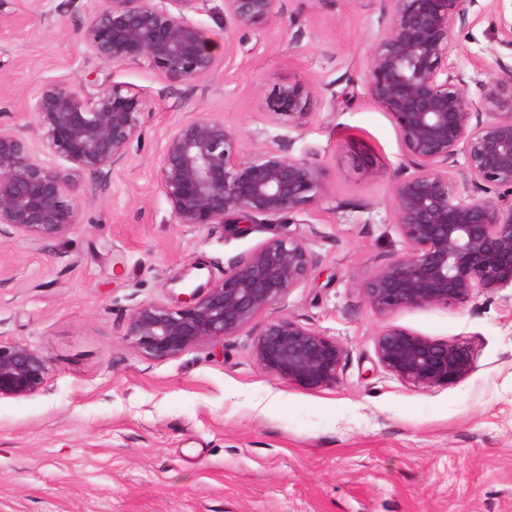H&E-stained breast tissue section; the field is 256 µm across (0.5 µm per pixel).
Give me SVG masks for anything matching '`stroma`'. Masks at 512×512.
<instances>
[{"label":"stroma","instance_id":"stroma-1","mask_svg":"<svg viewBox=\"0 0 512 512\" xmlns=\"http://www.w3.org/2000/svg\"><path fill=\"white\" fill-rule=\"evenodd\" d=\"M102 3L0 0V128L41 146L34 96L92 72L137 93L144 112L129 160L84 176L69 233L0 235V340L48 367L42 389L0 400V512H512V292L381 314L355 284L408 251L393 222L407 157L366 87L389 0H278L260 29L208 0L194 19L218 60L191 81L102 64L81 39ZM510 24L512 0H477L452 19L448 62L469 85L512 63L500 43ZM288 83L310 91L300 129L266 105ZM198 112L238 132L244 155L274 149L325 168L327 193L299 227L317 265L238 333L156 361L125 334L132 309L166 299L190 263L222 278L273 235L176 223L157 162L171 127ZM288 316L345 346L336 385L308 389L256 361L258 334ZM386 327L468 342L474 369L414 387L377 361Z\"/></svg>","mask_w":512,"mask_h":512}]
</instances>
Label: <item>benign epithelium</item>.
Here are the masks:
<instances>
[{"label":"benign epithelium","mask_w":512,"mask_h":512,"mask_svg":"<svg viewBox=\"0 0 512 512\" xmlns=\"http://www.w3.org/2000/svg\"><path fill=\"white\" fill-rule=\"evenodd\" d=\"M207 0H105L83 32L103 63L146 64L172 80L204 77L215 48L190 14ZM368 58L367 92L399 130L413 172L394 184V224L408 253L355 278L367 303L387 314L400 308L462 305L512 288V65L479 83L473 97L463 75L448 68L450 20L477 0H390ZM277 0H224L237 24L259 28ZM49 84L32 111L47 157L0 129V233L31 241L67 233L83 195L81 175H99L127 160L142 134L139 97L114 85L93 90ZM301 84L273 90L269 110L301 128L310 117ZM486 118H481V114ZM463 154L464 180L483 195L462 199L450 168ZM71 165L65 174L53 159ZM158 184L178 224L219 225L243 236L272 219L278 231L238 259L218 280L181 292L176 303L138 304L125 335L156 360L204 341L231 336L254 315L307 283L316 266L304 236L290 229L327 193L325 169L276 150L246 157L240 137L206 112L176 123L158 163ZM258 363L282 380L317 389L336 384L347 352L294 318L267 322L254 345ZM378 363L417 387L451 384L474 368L462 341H437L398 327L381 330ZM47 364L34 349L0 341V399L44 384Z\"/></svg>","instance_id":"7a95c632"}]
</instances>
